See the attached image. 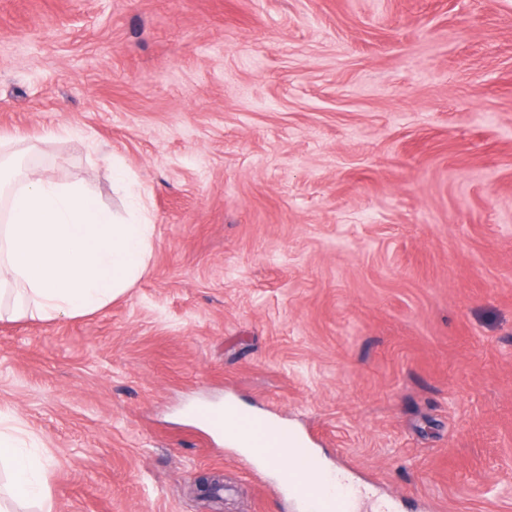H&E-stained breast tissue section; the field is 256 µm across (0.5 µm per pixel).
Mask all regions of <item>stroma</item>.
Segmentation results:
<instances>
[{
	"mask_svg": "<svg viewBox=\"0 0 512 512\" xmlns=\"http://www.w3.org/2000/svg\"><path fill=\"white\" fill-rule=\"evenodd\" d=\"M1 136L155 225L101 311L0 318L55 512H295L185 415L228 399L357 512H512V0H0Z\"/></svg>",
	"mask_w": 512,
	"mask_h": 512,
	"instance_id": "1",
	"label": "stroma"
}]
</instances>
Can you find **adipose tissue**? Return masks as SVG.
<instances>
[{"instance_id": "ef3b65f1", "label": "adipose tissue", "mask_w": 512, "mask_h": 512, "mask_svg": "<svg viewBox=\"0 0 512 512\" xmlns=\"http://www.w3.org/2000/svg\"><path fill=\"white\" fill-rule=\"evenodd\" d=\"M112 186L123 211H111L82 185L28 173L11 188L0 225V298L11 296L14 317L45 321L94 313L144 274L155 226L145 191L120 161ZM48 459L36 440L9 425L0 411V512L33 504L54 512Z\"/></svg>"}]
</instances>
